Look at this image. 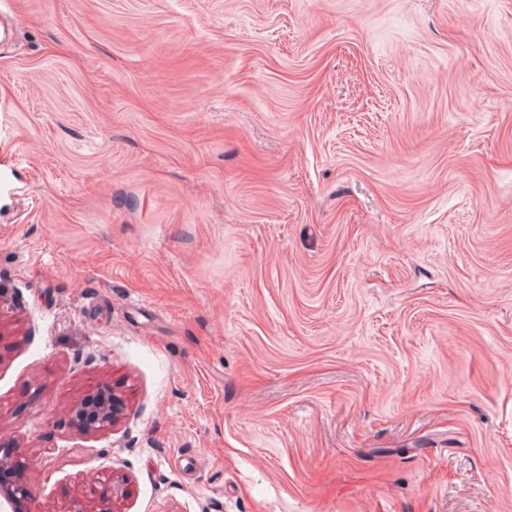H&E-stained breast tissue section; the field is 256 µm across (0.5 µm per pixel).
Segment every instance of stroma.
<instances>
[{
    "instance_id": "35a3bbf8",
    "label": "stroma",
    "mask_w": 512,
    "mask_h": 512,
    "mask_svg": "<svg viewBox=\"0 0 512 512\" xmlns=\"http://www.w3.org/2000/svg\"><path fill=\"white\" fill-rule=\"evenodd\" d=\"M0 438L31 512H512V0H0ZM121 386L117 425L70 406ZM128 485L127 479L123 476H113L103 482L91 484L82 492L81 498L71 500V508L68 512H88L84 506L87 500L96 501L101 506L94 512H115L114 506L117 501L129 496Z\"/></svg>"
}]
</instances>
